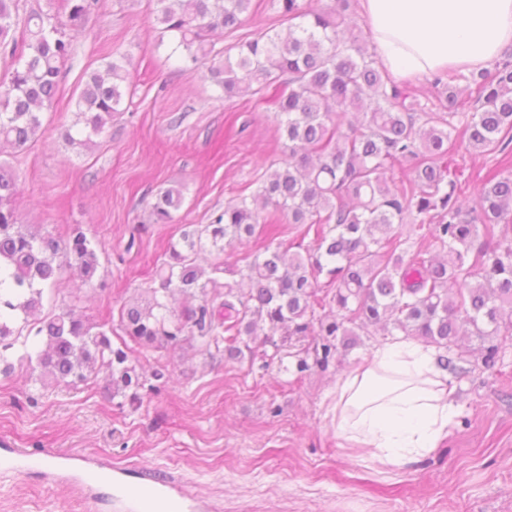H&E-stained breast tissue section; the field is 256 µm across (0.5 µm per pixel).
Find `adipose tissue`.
<instances>
[{
	"instance_id": "1",
	"label": "adipose tissue",
	"mask_w": 512,
	"mask_h": 512,
	"mask_svg": "<svg viewBox=\"0 0 512 512\" xmlns=\"http://www.w3.org/2000/svg\"><path fill=\"white\" fill-rule=\"evenodd\" d=\"M360 22L396 79L478 72L512 49V0H360ZM327 412L342 447L403 468L445 442L456 405L439 351L398 338L339 378Z\"/></svg>"
}]
</instances>
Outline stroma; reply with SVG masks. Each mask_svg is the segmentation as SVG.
<instances>
[{
    "label": "stroma",
    "instance_id": "stroma-1",
    "mask_svg": "<svg viewBox=\"0 0 512 512\" xmlns=\"http://www.w3.org/2000/svg\"><path fill=\"white\" fill-rule=\"evenodd\" d=\"M278 0H253L239 28L214 35L229 48L267 30L287 31ZM59 92L37 139L6 149L18 177L20 223L67 236L81 225L100 240L104 287L73 276L57 298L120 343V312L151 285L158 259L182 225L205 224L239 195L251 194L280 156L275 88L217 99L209 82L179 72L147 0H98L72 31ZM132 57V101L107 136L87 151L63 134L75 120L88 74L107 56ZM182 184L172 224L149 220L159 189ZM371 331L323 370L296 360L269 368L212 358L197 344L137 348L144 371L167 364L170 378L138 406L112 394L98 375L73 385L43 382L37 367L0 372V448L86 457L92 466L146 470L184 482L211 512H512V340L493 370L457 361L450 384L458 415L449 442L409 469L348 456L326 412L337 380L382 343ZM111 481L85 485L80 474L50 478L30 466L0 473V512H117Z\"/></svg>",
    "mask_w": 512,
    "mask_h": 512
}]
</instances>
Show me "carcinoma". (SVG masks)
<instances>
[{"mask_svg":"<svg viewBox=\"0 0 512 512\" xmlns=\"http://www.w3.org/2000/svg\"><path fill=\"white\" fill-rule=\"evenodd\" d=\"M149 2L181 52L182 71L193 76L206 66L204 77L224 97L255 95L288 76L274 115L282 157L255 193L207 224L184 225L153 286L122 308L129 341L116 346L103 326L53 301L65 273L85 284L100 277L102 244L79 226L61 240L18 223L17 178L0 162V362H35L57 383L105 371L115 397L145 386L134 344L196 340L208 352L224 349L226 360L252 361L272 360L296 342L304 373L326 368L337 351L361 343L360 332L378 326L447 353L472 343L480 366L494 368L501 341L512 338V169L481 174L456 154L512 146V61L492 72L437 76L441 91L428 108L377 65L351 18L354 0L321 9L312 0H279L288 32H263L234 53L214 50L208 37L238 27L252 0ZM96 3L63 0L65 21L52 8L32 10L19 40V0H0V53L10 59L0 76V144L21 150L36 139L71 54L66 28L81 26ZM130 62L122 54L106 63V77L89 75L76 101L80 128L65 133L70 145L87 148L107 133L121 113ZM461 80L474 87L472 112L459 98ZM397 164L410 174L396 176ZM183 201L178 185L160 190L153 223H172ZM283 219L303 225L311 245L292 252L276 241ZM263 232L270 238L264 250L224 262V253ZM413 236L430 238L440 253L410 251ZM219 272L227 275L222 283ZM332 305L337 312L326 311Z\"/></svg>","mask_w":512,"mask_h":512,"instance_id":"obj_1","label":"carcinoma"}]
</instances>
